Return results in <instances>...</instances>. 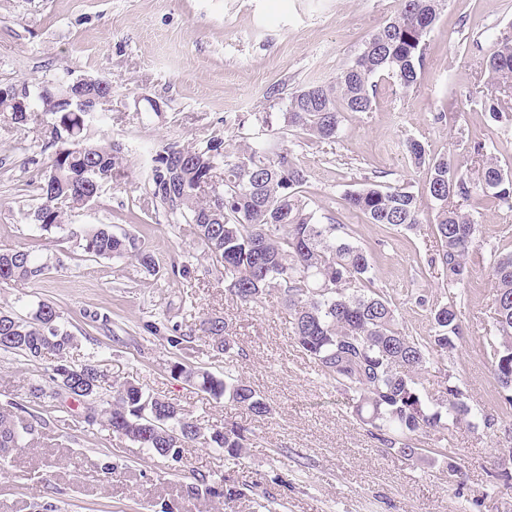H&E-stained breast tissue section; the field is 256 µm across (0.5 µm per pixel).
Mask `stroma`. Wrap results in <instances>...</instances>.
I'll return each instance as SVG.
<instances>
[{"label": "stroma", "mask_w": 512, "mask_h": 512, "mask_svg": "<svg viewBox=\"0 0 512 512\" xmlns=\"http://www.w3.org/2000/svg\"><path fill=\"white\" fill-rule=\"evenodd\" d=\"M397 8V0H0V85L33 76L53 82L66 70L112 84L97 124L102 139L119 148L124 174L74 211L69 224L135 235L160 265L154 275L133 259L87 256L76 238L26 220L49 155L47 136L44 127L19 131L0 116V248L29 249L48 266L39 282L0 287V307L25 317L37 302L53 304L77 338L70 363L94 362L102 375L97 398L35 399L28 384L47 380L53 359L0 351V410L23 408L35 427L25 447L0 461V512H256L270 497L278 512H512V488L493 477L512 408L501 406L482 355L493 315L490 249L512 252V212L485 196L472 206L477 242L460 303L464 342L454 358L432 365L427 385L436 393L453 373L469 404L494 415L496 425L477 419L454 426L448 456L411 462L353 419L347 395L290 339L280 298L249 308L225 293L202 247L157 210L143 174L162 146H200L214 136L238 143L257 130L258 116L285 112L286 94L333 81ZM509 24L512 0H445L416 88L379 82L373 111L347 114L335 141L300 132L288 138L313 200L371 254L377 289L415 336L428 333L430 306L447 302L449 293L442 270L426 267L440 247L434 204L405 144L416 139L431 153L455 152L472 178L475 142L512 164V121L491 122L482 106L496 92L482 63ZM273 86L284 97H267ZM499 95L512 106V89ZM146 97L159 100L163 112L147 114ZM380 175L421 195L417 228L396 232L346 209L345 192ZM183 264L189 276L177 273ZM421 295L426 305H418ZM208 314L224 318L233 353H219L199 336ZM175 333L185 336L183 348L171 346ZM181 359L246 379L270 404L271 417L214 401L173 377L170 365ZM125 381L205 427L248 428L246 457L185 447L177 459L159 458L89 424ZM452 466L462 469L463 485L449 482ZM225 478L246 483V497L228 505L191 491L199 481Z\"/></svg>", "instance_id": "stroma-1"}]
</instances>
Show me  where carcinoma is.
I'll use <instances>...</instances> for the list:
<instances>
[{
	"instance_id": "1",
	"label": "carcinoma",
	"mask_w": 512,
	"mask_h": 512,
	"mask_svg": "<svg viewBox=\"0 0 512 512\" xmlns=\"http://www.w3.org/2000/svg\"><path fill=\"white\" fill-rule=\"evenodd\" d=\"M443 0H399L396 14L364 41L355 62L328 84L305 87L293 95L279 124L269 112L261 128L234 147L213 137L202 146L168 144L152 158L151 194L176 224L192 236L216 262L224 290L243 305L275 295L288 311V329L294 343L336 389L348 395L353 415L368 426L372 438L408 461L424 456L419 438L434 437V451L447 454L450 427L467 420L472 408L453 381L428 402V367L436 358L450 357L460 348L461 311L454 299L430 310L431 328L425 336H411L385 294L374 286L369 254L346 238L341 225L324 221L307 196V173L290 147H273L283 130L307 132L332 140L345 114L373 110L377 80L387 79L402 90L414 87L424 68L427 37L439 17ZM492 81L512 79V31L504 30L487 56ZM108 90L90 85L82 90L88 112L51 114L49 161L41 176L39 198L25 218L41 230L64 229L69 212L95 201L104 184L121 174L118 150L94 140L92 111ZM491 121L508 120L501 99L484 101ZM7 112L19 130L39 122L38 115L17 111L14 99L0 97V114ZM406 150L414 166L425 174V192L436 204L434 227L441 248L428 265L442 268L448 284L463 288L470 278L468 257L475 245L476 225L471 213L452 203L469 201L482 192L512 211V173L497 156L476 142L473 153L481 164L477 178L459 172L446 156H432L418 140ZM346 208L361 213L372 224L413 229L421 223L418 195L404 185L370 183L344 196ZM83 252L98 258H131L150 272L158 263L138 238L116 235L103 224H91L75 233ZM43 265L23 247L0 249V286L20 279L37 282ZM490 277L495 293L492 336L484 355L502 389L504 405L512 407V252L494 256ZM50 303L38 302L24 319L0 310V350L30 359L47 354L57 359L50 382L53 393L70 390L76 397L99 393L101 374L96 366L66 364L73 334L60 323ZM199 330L217 351L229 352L232 336L224 318L208 316ZM171 374L197 385L211 399H227L257 417L271 409L243 380L217 376L176 361ZM102 425L152 453L167 458L189 444L220 448L240 459L250 445L248 430L240 427L206 429L178 406L146 393L126 381L117 386L110 407L102 411ZM32 424L0 414V456L23 448ZM220 492L227 503L244 495V488L226 480Z\"/></svg>"
}]
</instances>
